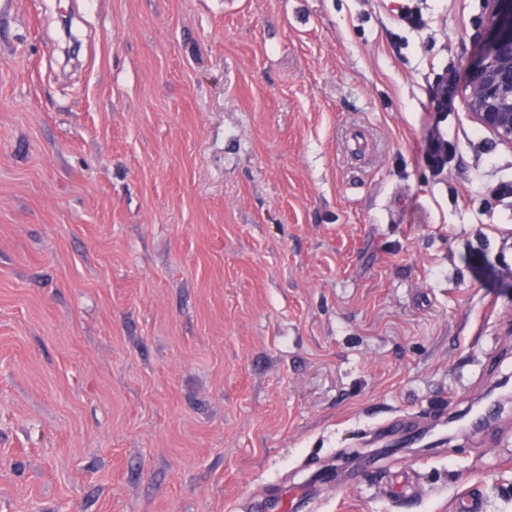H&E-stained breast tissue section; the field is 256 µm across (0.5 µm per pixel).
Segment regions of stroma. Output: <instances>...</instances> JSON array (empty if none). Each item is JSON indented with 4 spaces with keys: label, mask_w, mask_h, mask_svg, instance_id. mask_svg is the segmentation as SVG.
Returning a JSON list of instances; mask_svg holds the SVG:
<instances>
[{
    "label": "stroma",
    "mask_w": 512,
    "mask_h": 512,
    "mask_svg": "<svg viewBox=\"0 0 512 512\" xmlns=\"http://www.w3.org/2000/svg\"><path fill=\"white\" fill-rule=\"evenodd\" d=\"M402 3L0 0V512H512V401L443 438L512 378L483 3Z\"/></svg>",
    "instance_id": "1"
}]
</instances>
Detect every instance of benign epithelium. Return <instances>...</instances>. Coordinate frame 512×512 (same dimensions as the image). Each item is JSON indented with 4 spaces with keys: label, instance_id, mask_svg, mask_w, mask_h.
<instances>
[{
    "label": "benign epithelium",
    "instance_id": "obj_1",
    "mask_svg": "<svg viewBox=\"0 0 512 512\" xmlns=\"http://www.w3.org/2000/svg\"><path fill=\"white\" fill-rule=\"evenodd\" d=\"M481 27L482 46L466 65L465 103L477 125L512 145V0H485Z\"/></svg>",
    "mask_w": 512,
    "mask_h": 512
}]
</instances>
